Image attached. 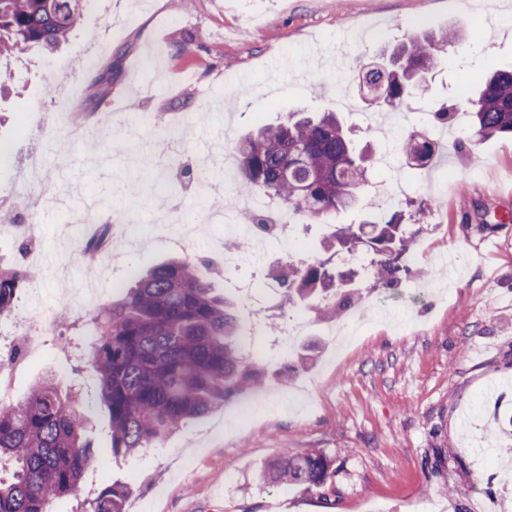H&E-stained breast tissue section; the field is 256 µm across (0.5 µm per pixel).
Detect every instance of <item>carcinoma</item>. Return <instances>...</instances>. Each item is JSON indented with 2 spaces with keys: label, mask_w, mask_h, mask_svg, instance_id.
<instances>
[{
  "label": "carcinoma",
  "mask_w": 512,
  "mask_h": 512,
  "mask_svg": "<svg viewBox=\"0 0 512 512\" xmlns=\"http://www.w3.org/2000/svg\"><path fill=\"white\" fill-rule=\"evenodd\" d=\"M87 0H0V66L12 53L50 51L78 25ZM457 33L410 36L385 61L358 73L359 83L392 111L410 102L415 83L433 71L454 46ZM473 135L512 136V69L494 71L476 98L462 103ZM404 153L423 166L437 144L425 133L408 135ZM370 154L357 150L333 112L265 125L236 146L235 173L250 189L271 194L317 220L363 207ZM405 214L372 217L355 227H336L334 244L354 253L363 246L376 283L396 285L402 257L412 244ZM93 319L90 363L110 411L112 452L133 454L160 444L187 420L242 395L264 372L247 363L236 339L230 303L189 261L170 260L145 275ZM283 301L315 304L328 318L358 306L355 272L338 271L331 259L290 264L275 275ZM26 270L0 267V318L11 315ZM84 421L56 375L46 373L16 403L0 404V512H51L53 503L78 497L84 475L97 460L84 437ZM333 462L321 451L286 453L262 478L274 484L324 487ZM127 487L112 484L81 512H125Z\"/></svg>",
  "instance_id": "cac0c4a2"
}]
</instances>
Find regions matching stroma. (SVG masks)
<instances>
[{
    "instance_id": "1",
    "label": "stroma",
    "mask_w": 512,
    "mask_h": 512,
    "mask_svg": "<svg viewBox=\"0 0 512 512\" xmlns=\"http://www.w3.org/2000/svg\"><path fill=\"white\" fill-rule=\"evenodd\" d=\"M512 0H89L82 19L55 52L11 61L0 90V143L12 156L0 166V198L10 209L0 222V263L37 265L38 293L52 304V327L39 353L15 362L6 376L21 399L47 371L79 392L78 410L106 476L96 489L127 486L126 512H512V137L474 138L469 122L447 126L432 113L444 102L474 96L488 73L512 67ZM465 32L415 94L412 130L438 144L431 162L413 166L399 129L366 127L373 108L356 75L409 35ZM101 50L99 67L115 65L106 96L83 68L87 50ZM83 113L79 133L59 135L73 165L61 193L72 206L109 191L113 212L128 211L136 234L89 262L87 234L70 231L63 212L33 204L20 165L44 145L43 121L56 98ZM332 111L359 144L392 153V167L369 176H398L413 199L420 268L397 287L363 275L366 315L352 348L334 353L322 336L330 319L312 327L288 359L267 362L255 388L266 407L234 419L226 405L190 420L151 451L112 453L104 407L88 351L74 338L89 335L88 289L101 303L119 296L112 262L143 271L187 258L232 303L234 283L252 280L255 266L224 269L218 258L229 236L220 224L199 241L158 234L155 205L175 199L181 169L201 159L222 163L225 147L260 125L290 113ZM126 115L108 125V114ZM188 113L194 122L172 135L146 132L143 118ZM145 135L147 159L125 161L129 132ZM465 139L466 153L450 145ZM366 207L306 226L303 249L290 260L322 257L331 225L358 224L397 204L372 193ZM264 318L239 322L247 343L271 349L295 308L278 289L257 298ZM319 450L334 462L324 489L276 485L262 473L281 453Z\"/></svg>"
}]
</instances>
